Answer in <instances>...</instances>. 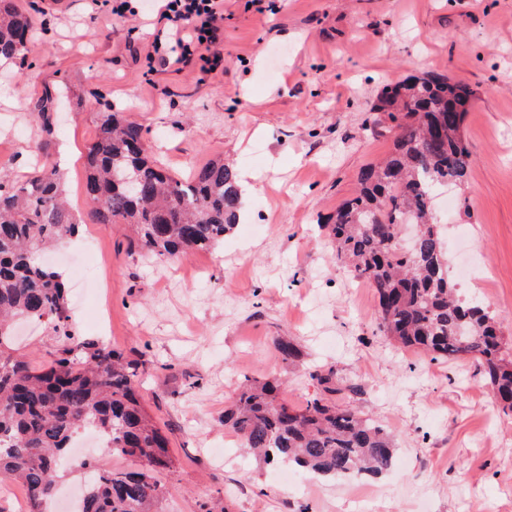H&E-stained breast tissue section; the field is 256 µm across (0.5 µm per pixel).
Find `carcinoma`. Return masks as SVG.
Returning a JSON list of instances; mask_svg holds the SVG:
<instances>
[{
    "label": "carcinoma",
    "mask_w": 512,
    "mask_h": 512,
    "mask_svg": "<svg viewBox=\"0 0 512 512\" xmlns=\"http://www.w3.org/2000/svg\"><path fill=\"white\" fill-rule=\"evenodd\" d=\"M33 17L0 0V67L24 57ZM476 91L437 71L385 85L365 120L372 136H394L386 159L358 175L359 190L329 217L336 260L373 289L378 330L433 359L468 358L503 411L512 414V343L498 316L455 294L434 190L463 182L474 156L462 129ZM53 98L36 103L41 133L53 134ZM83 192L101 224H127L131 245L180 259L211 250L239 223L243 203L237 171L222 162L176 175L152 160L142 126L122 112L99 113L85 153ZM67 206L58 160H39L26 182H0V482L31 492L29 512H49L56 478L69 448L93 430L103 450L141 463V470L92 471L78 512H158L164 488L154 472L173 468L169 440L147 413L139 368L99 341L69 330L66 284L40 253L78 232ZM16 319L44 320L62 338L59 355L32 367L10 351ZM274 347L290 366L301 361L293 339ZM321 390L301 407L281 398L276 376L245 380L224 410V427L264 461L286 463L324 478L379 475L393 464L395 444L385 429L350 403L333 373L309 374Z\"/></svg>",
    "instance_id": "cac0c4a2"
}]
</instances>
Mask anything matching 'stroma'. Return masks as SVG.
<instances>
[{"label": "stroma", "mask_w": 512, "mask_h": 512, "mask_svg": "<svg viewBox=\"0 0 512 512\" xmlns=\"http://www.w3.org/2000/svg\"><path fill=\"white\" fill-rule=\"evenodd\" d=\"M37 20L25 59L0 71V181H24L41 156L65 157V194L82 223L47 260L70 257L105 288L70 291V324L138 365L148 413L175 460L160 473L162 512H512V415L499 411L471 360H431L381 336L372 288L334 259L324 228L357 189L359 171L392 149L363 130L382 86L416 70L469 83L463 124L475 158L454 207L437 206L461 297L489 305L512 336V0H224L217 71H176L147 55L154 16L121 20L109 0H17ZM59 94L56 134L32 117ZM139 123L151 155L177 174L213 161L258 174L247 220L213 251L179 260L129 246L124 224L85 204L83 154L97 95ZM468 207H461V200ZM295 339L299 368L277 355ZM17 346L42 366L61 342L21 324ZM314 370L333 371L352 400L396 440L374 479L282 487L276 465L245 453L223 425L248 379L280 377L303 405ZM358 383L363 393L350 397Z\"/></svg>", "instance_id": "stroma-1"}]
</instances>
